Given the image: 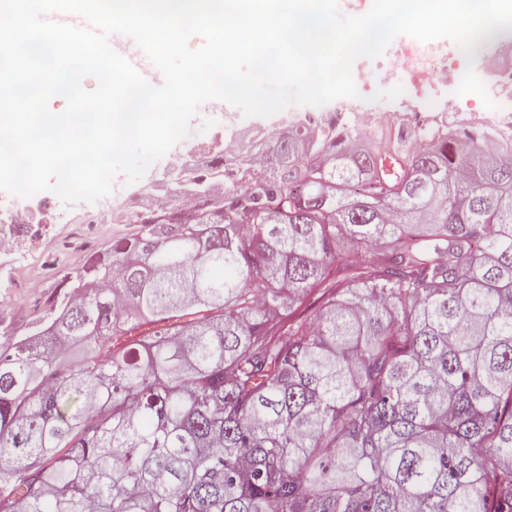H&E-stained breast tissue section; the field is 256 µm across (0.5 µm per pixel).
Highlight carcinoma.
I'll return each mask as SVG.
<instances>
[{
  "label": "carcinoma",
  "mask_w": 512,
  "mask_h": 512,
  "mask_svg": "<svg viewBox=\"0 0 512 512\" xmlns=\"http://www.w3.org/2000/svg\"><path fill=\"white\" fill-rule=\"evenodd\" d=\"M423 136L298 131L65 273L0 341V512H512V142Z\"/></svg>",
  "instance_id": "carcinoma-1"
}]
</instances>
